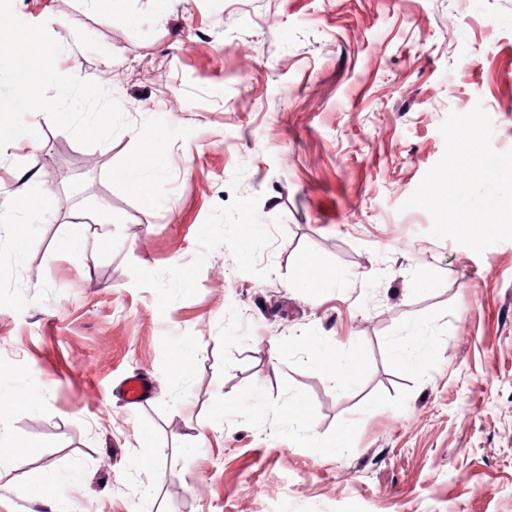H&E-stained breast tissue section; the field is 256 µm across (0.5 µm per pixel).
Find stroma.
<instances>
[{
	"mask_svg": "<svg viewBox=\"0 0 512 512\" xmlns=\"http://www.w3.org/2000/svg\"><path fill=\"white\" fill-rule=\"evenodd\" d=\"M14 7L131 127L84 147L32 113L41 139L0 149V394L36 400L0 418V512H512V240L404 206L449 113L512 149V0ZM145 154L151 206L113 176ZM329 279L324 270H322L314 260L305 258L300 269V284L303 288L314 290L322 288L323 284ZM153 388V381L150 377L136 373L122 381L120 393L126 403L139 405L150 399Z\"/></svg>",
	"mask_w": 512,
	"mask_h": 512,
	"instance_id": "stroma-1",
	"label": "stroma"
}]
</instances>
